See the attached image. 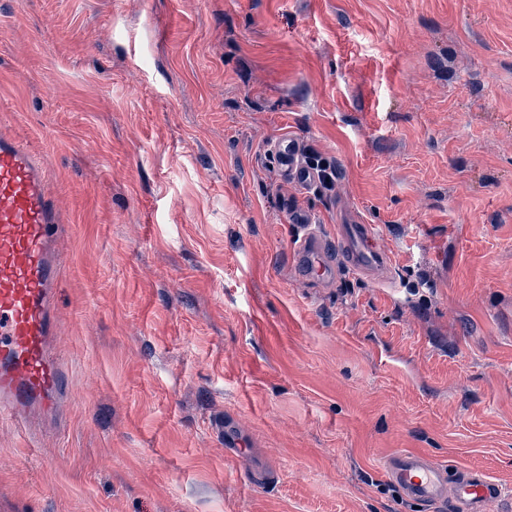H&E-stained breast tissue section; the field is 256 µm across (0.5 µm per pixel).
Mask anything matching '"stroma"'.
Segmentation results:
<instances>
[{"mask_svg": "<svg viewBox=\"0 0 512 512\" xmlns=\"http://www.w3.org/2000/svg\"><path fill=\"white\" fill-rule=\"evenodd\" d=\"M0 118L66 220L70 381L65 427L0 418V512H416L403 449L512 512V0H0ZM291 202L377 225L395 296L312 287ZM271 154L281 178L306 190L317 182L316 173L302 160L299 142L290 136H282L273 142ZM308 165L316 170L320 185L329 188L332 187L338 176L336 165L327 158L322 157L317 152L310 151L307 153Z\"/></svg>", "mask_w": 512, "mask_h": 512, "instance_id": "35a3bbf8", "label": "stroma"}]
</instances>
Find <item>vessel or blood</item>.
I'll return each mask as SVG.
<instances>
[{"label": "vessel or blood", "instance_id": "obj_1", "mask_svg": "<svg viewBox=\"0 0 512 512\" xmlns=\"http://www.w3.org/2000/svg\"><path fill=\"white\" fill-rule=\"evenodd\" d=\"M271 154L283 180L303 190L315 185L317 175L295 138H278ZM289 221L297 229L293 262L306 280L327 287L350 272L387 281L392 256L380 246L375 225L340 224L330 233L300 205ZM60 222L44 166L0 124V416L22 429L56 416L67 397L68 379L55 353L61 344ZM385 472L399 497L420 512H484L506 494L483 469H454L419 451L393 453Z\"/></svg>", "mask_w": 512, "mask_h": 512}]
</instances>
